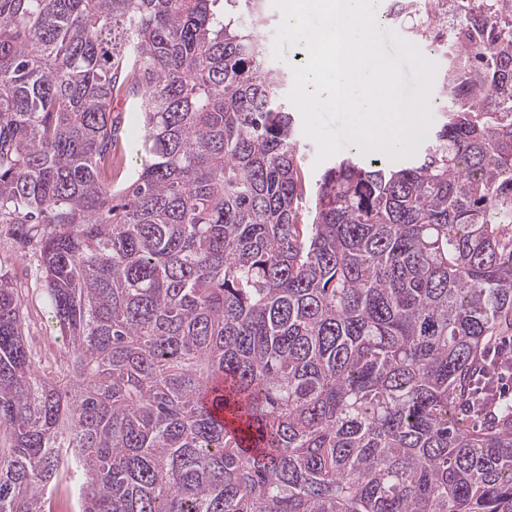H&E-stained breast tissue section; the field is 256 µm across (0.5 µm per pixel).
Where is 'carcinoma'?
<instances>
[{"label":"carcinoma","instance_id":"1","mask_svg":"<svg viewBox=\"0 0 512 512\" xmlns=\"http://www.w3.org/2000/svg\"><path fill=\"white\" fill-rule=\"evenodd\" d=\"M425 31L444 24L421 0ZM263 0H0V512H512V412H454L512 329V21L457 31L447 121L309 183ZM141 167L122 178L125 116ZM21 224H0V271L17 285L23 300L25 335L37 369L64 367L70 357L67 339L60 336L50 305L40 266L39 243H25L17 236Z\"/></svg>","mask_w":512,"mask_h":512}]
</instances>
